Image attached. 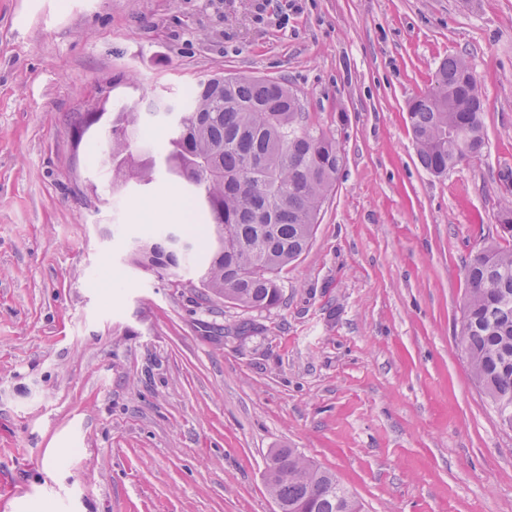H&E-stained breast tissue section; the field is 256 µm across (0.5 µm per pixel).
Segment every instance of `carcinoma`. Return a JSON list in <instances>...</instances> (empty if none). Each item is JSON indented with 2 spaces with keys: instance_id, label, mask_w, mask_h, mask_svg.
<instances>
[{
  "instance_id": "carcinoma-1",
  "label": "carcinoma",
  "mask_w": 512,
  "mask_h": 512,
  "mask_svg": "<svg viewBox=\"0 0 512 512\" xmlns=\"http://www.w3.org/2000/svg\"><path fill=\"white\" fill-rule=\"evenodd\" d=\"M407 120L421 165L442 175L485 147L482 97L467 62L448 58L431 87L412 97ZM174 123L163 145L156 123ZM76 143L94 134L112 183L158 186L157 168L191 187L200 228L198 277L208 295L253 310L281 301L279 272L306 251L344 156L310 128L296 93L282 81L245 76L198 80L182 99L148 111L79 113ZM175 231L132 241L131 265L172 276L195 260L174 249ZM468 295L461 345L474 382L503 425L512 426V249L483 245L465 266ZM265 483L281 512H361L336 475L293 448L268 457Z\"/></svg>"
}]
</instances>
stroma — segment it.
I'll return each mask as SVG.
<instances>
[{
    "mask_svg": "<svg viewBox=\"0 0 512 512\" xmlns=\"http://www.w3.org/2000/svg\"><path fill=\"white\" fill-rule=\"evenodd\" d=\"M456 56L486 145L436 176L406 106ZM216 73L284 80L344 156L269 310L130 265L184 189L111 187L72 137ZM510 201L512 0H0V512H276L277 448L363 512H512L459 336Z\"/></svg>",
    "mask_w": 512,
    "mask_h": 512,
    "instance_id": "stroma-1",
    "label": "stroma"
}]
</instances>
